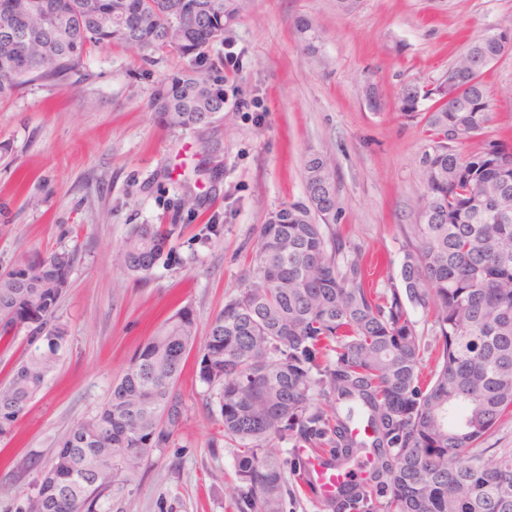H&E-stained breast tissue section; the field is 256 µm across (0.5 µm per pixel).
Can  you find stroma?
<instances>
[{"label":"stroma","mask_w":512,"mask_h":512,"mask_svg":"<svg viewBox=\"0 0 512 512\" xmlns=\"http://www.w3.org/2000/svg\"><path fill=\"white\" fill-rule=\"evenodd\" d=\"M222 44L228 103L212 135L216 153L192 132L167 129L149 105L161 76L186 68L168 51L112 45L92 50L75 88L28 85L0 104V269L34 251L74 248L71 287L57 315L70 351L29 412L0 438V512L31 492L18 471L31 453L50 462L56 439L95 413L132 355L177 308L191 307L200 330L237 293L268 215L306 199L303 164L328 157L336 178V229L347 248L372 259L380 292L399 285L405 241L417 223L424 123L399 112L403 86L434 87L470 37L512 26V0H359L340 14L336 0H237ZM319 36L316 64L300 58L295 21ZM495 101L483 134L466 150L512 142V50L487 69ZM382 109L370 108L366 82ZM193 180L196 208L181 205ZM184 225L177 262L129 282L111 263L132 224ZM223 225L208 246L196 224ZM199 351H187L176 388L179 431L144 468L138 490L115 512H237L232 446L213 444L219 424L199 380Z\"/></svg>","instance_id":"stroma-1"}]
</instances>
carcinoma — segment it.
Masks as SVG:
<instances>
[{
  "label": "carcinoma",
  "mask_w": 512,
  "mask_h": 512,
  "mask_svg": "<svg viewBox=\"0 0 512 512\" xmlns=\"http://www.w3.org/2000/svg\"><path fill=\"white\" fill-rule=\"evenodd\" d=\"M13 2L0 0V30L27 37L0 38V101L32 83L71 85L91 49L116 42L189 58L157 83L151 106L166 127L208 133L223 119L224 70L209 50L224 42L235 0H44L48 8L34 14L8 12ZM112 5L123 6L118 24ZM296 32L302 54L317 58L313 25L300 20ZM504 53L488 33L457 57L459 74L399 94V110L423 119L433 142L401 288L367 287L357 252L339 264L333 170L328 158L308 156L307 203L270 213L251 274L205 334L188 306L167 317L106 403L58 439L51 465L27 458L21 471L37 476L17 512H112L179 429L176 382L196 344L208 405L236 448L238 512H284L288 467L269 448L283 437L329 449L324 464L369 450L367 477L336 493L335 512H512V453L465 455L512 412V217L498 215L512 209V144L458 150V139L490 122L483 74ZM184 228L129 225L112 265L147 280L173 261ZM223 231L199 224L194 241L207 246ZM76 259L75 248L36 251L0 272V341L26 339L0 384V435L69 351L57 311ZM409 304L433 318V343Z\"/></svg>",
  "instance_id": "1"
}]
</instances>
